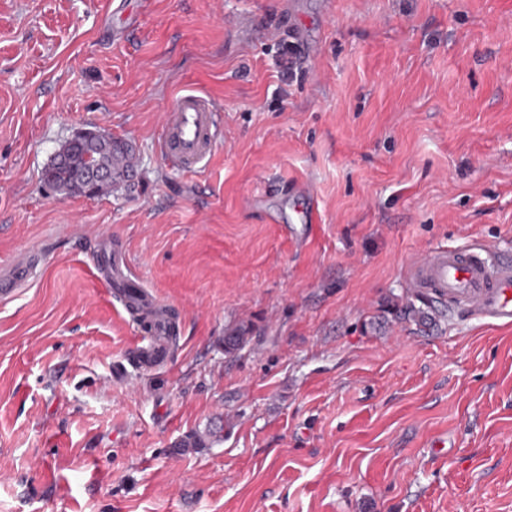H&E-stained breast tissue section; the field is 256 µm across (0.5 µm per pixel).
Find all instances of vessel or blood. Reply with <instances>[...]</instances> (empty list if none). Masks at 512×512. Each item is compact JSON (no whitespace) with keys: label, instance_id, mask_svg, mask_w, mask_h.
Listing matches in <instances>:
<instances>
[{"label":"vessel or blood","instance_id":"b4317fda","mask_svg":"<svg viewBox=\"0 0 512 512\" xmlns=\"http://www.w3.org/2000/svg\"><path fill=\"white\" fill-rule=\"evenodd\" d=\"M221 121L220 107L209 98L180 95L166 113L162 140L166 160L187 172L203 167L215 149ZM39 263V255L30 253L17 260L15 273L0 270V297L10 296ZM412 269L416 287L433 297L480 316L512 322V268L492 263L485 249L439 248L415 260ZM137 297L144 321L136 354L149 368L166 360L173 321L155 297L143 290Z\"/></svg>","mask_w":512,"mask_h":512}]
</instances>
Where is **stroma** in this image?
Instances as JSON below:
<instances>
[{
	"instance_id": "obj_1",
	"label": "stroma",
	"mask_w": 512,
	"mask_h": 512,
	"mask_svg": "<svg viewBox=\"0 0 512 512\" xmlns=\"http://www.w3.org/2000/svg\"><path fill=\"white\" fill-rule=\"evenodd\" d=\"M112 3L0 0V264L44 255L0 299V512H512V325L395 316L434 249L512 262V0H130L120 39ZM190 91L223 123L186 173L160 143ZM82 129L133 182L44 183ZM300 184L320 222L288 237ZM103 237L181 311L163 365Z\"/></svg>"
}]
</instances>
